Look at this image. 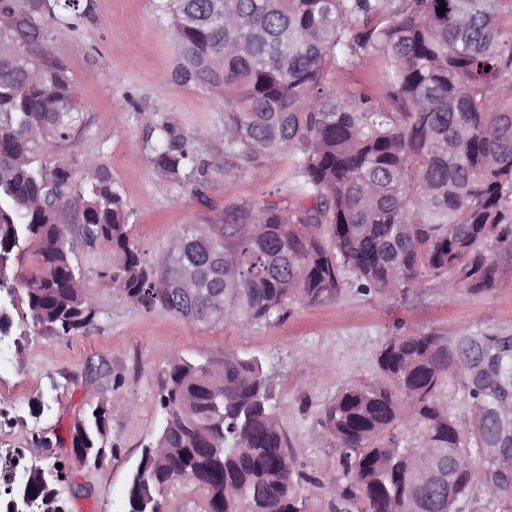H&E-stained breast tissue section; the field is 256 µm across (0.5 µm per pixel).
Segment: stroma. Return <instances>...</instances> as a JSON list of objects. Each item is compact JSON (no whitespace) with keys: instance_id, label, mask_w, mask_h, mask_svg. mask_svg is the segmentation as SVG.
<instances>
[{"instance_id":"35a3bbf8","label":"stroma","mask_w":512,"mask_h":512,"mask_svg":"<svg viewBox=\"0 0 512 512\" xmlns=\"http://www.w3.org/2000/svg\"><path fill=\"white\" fill-rule=\"evenodd\" d=\"M155 4L92 0L78 29L50 24L45 45L46 53L68 68L90 120L72 144L56 149L55 159L67 163L78 182L85 177L83 158L101 159L137 214L130 229L133 240L153 259L167 252L185 225L255 199L284 201L290 171L285 153L258 171L216 179L204 206L151 163L144 134L163 114L199 141L213 167H223L226 159L220 135L224 98L202 86L174 84L176 43ZM329 80L342 98H378L384 91V64L366 57ZM72 258L82 271L83 288L96 301L93 325L61 339L29 333L30 316L19 295L15 334L0 343L1 466H8L19 450L26 462L44 463L46 453L34 446V435L65 433L89 403L110 410L108 440L116 453L96 468L74 465V480L85 492L72 499V512H126L130 472L161 426L158 375L172 356L217 362L233 349L259 358L292 457L313 478L302 491L305 512H332L327 488L340 465L321 415L342 387L377 379L376 355L386 336L399 326L448 336L464 327L512 332V288L452 297L444 281L432 276L403 297L364 295L351 281L337 300L319 307L295 305L276 325L246 328L241 318L231 316L201 326L169 312L144 311L102 278L111 263L106 247L76 240ZM101 362L109 366L108 376H86L88 366ZM41 397L48 398L49 407L39 415L32 407Z\"/></svg>"}]
</instances>
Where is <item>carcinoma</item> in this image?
I'll return each mask as SVG.
<instances>
[{
    "label": "carcinoma",
    "instance_id": "obj_1",
    "mask_svg": "<svg viewBox=\"0 0 512 512\" xmlns=\"http://www.w3.org/2000/svg\"><path fill=\"white\" fill-rule=\"evenodd\" d=\"M501 0H157L178 46L175 83L224 96L220 134L235 162L211 167L198 141L166 115L147 130L151 162L200 204L214 174L257 170L291 151L282 202L256 200L189 224L185 257L198 287L220 298L201 308L167 290L176 268L152 263L130 236L125 191L96 157L76 186L52 159L88 127L68 69L44 57L45 18L75 28L91 0H0V290L22 288L33 332L65 338L97 317L63 241L77 232L105 245L102 277L146 311L200 325L240 316L279 323L296 304L339 297L345 276L392 294L429 276L448 296L512 286V14ZM364 57L384 62L385 103L343 101L327 75ZM78 209L77 227L62 221ZM30 253L28 278L15 262ZM378 380L339 390L320 423L341 470L328 487L336 512H405L427 497L416 466L448 448L451 512H512L496 487L512 451V332L463 328L453 336L399 327L377 353ZM460 408L442 405L445 383ZM163 426L131 474L126 512H163L167 492L200 478L203 512H304L298 469L276 415L272 386L254 356L169 359L157 393ZM109 409L90 404L54 440L46 465L5 478L0 512L30 500L70 512L72 478L54 446L96 460ZM61 467H56V464Z\"/></svg>",
    "mask_w": 512,
    "mask_h": 512
}]
</instances>
